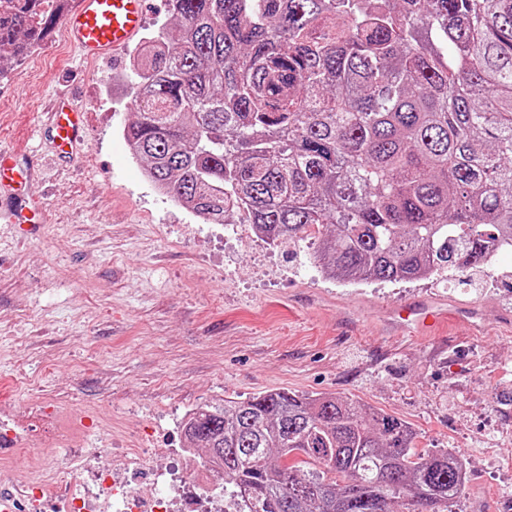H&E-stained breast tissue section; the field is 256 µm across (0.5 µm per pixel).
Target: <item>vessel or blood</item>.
I'll return each instance as SVG.
<instances>
[{"instance_id":"vessel-or-blood-1","label":"vessel or blood","mask_w":512,"mask_h":512,"mask_svg":"<svg viewBox=\"0 0 512 512\" xmlns=\"http://www.w3.org/2000/svg\"><path fill=\"white\" fill-rule=\"evenodd\" d=\"M147 0H77L65 18L68 42L85 58H114L139 36L147 13ZM44 135L56 154L77 153L84 141V111L68 94H60L44 124ZM27 178V170L15 160L13 150L0 146V198L7 200L9 221L25 224L43 204L16 194V186ZM394 331L432 328L439 320L437 302L422 299L388 309L384 316Z\"/></svg>"}]
</instances>
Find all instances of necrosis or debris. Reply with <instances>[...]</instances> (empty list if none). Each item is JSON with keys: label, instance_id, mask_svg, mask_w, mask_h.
<instances>
[{"label": "necrosis or debris", "instance_id": "4bbe7bcc", "mask_svg": "<svg viewBox=\"0 0 512 512\" xmlns=\"http://www.w3.org/2000/svg\"><path fill=\"white\" fill-rule=\"evenodd\" d=\"M55 405L34 397L26 409L27 422L0 419V460L9 461L28 448L52 450L71 444L67 430L33 432L31 421L52 419ZM124 464L115 468L86 454H79L67 470L46 461L23 481L0 487V512H240L238 493L209 492L218 474L207 462L197 461L184 449V468L159 466L156 450L126 448ZM153 486V495L142 494L139 484Z\"/></svg>", "mask_w": 512, "mask_h": 512}]
</instances>
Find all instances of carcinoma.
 I'll use <instances>...</instances> for the list:
<instances>
[{
  "label": "carcinoma",
  "mask_w": 512,
  "mask_h": 512,
  "mask_svg": "<svg viewBox=\"0 0 512 512\" xmlns=\"http://www.w3.org/2000/svg\"><path fill=\"white\" fill-rule=\"evenodd\" d=\"M45 0L0 11V52L43 39ZM133 57L123 130L147 179L269 243L317 238L323 273L396 282L512 251V0H170ZM242 512H439L462 458L333 394L260 393L183 425Z\"/></svg>",
  "instance_id": "obj_1"
}]
</instances>
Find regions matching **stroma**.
Here are the masks:
<instances>
[{
  "label": "stroma",
  "mask_w": 512,
  "mask_h": 512,
  "mask_svg": "<svg viewBox=\"0 0 512 512\" xmlns=\"http://www.w3.org/2000/svg\"><path fill=\"white\" fill-rule=\"evenodd\" d=\"M129 55L89 62L62 24L0 69V144L33 162L35 228L0 223V399L30 382L100 427L178 447L191 408L290 390L360 400L407 422L418 448H450L469 482L453 512H512V251L455 286L441 278L341 283L308 240L275 246L240 215L210 224L159 193L122 130L133 118ZM87 113L85 144L58 163L38 126L57 90ZM422 297L479 306L426 337L376 329L384 306Z\"/></svg>",
  "instance_id": "35a3bbf8"
}]
</instances>
